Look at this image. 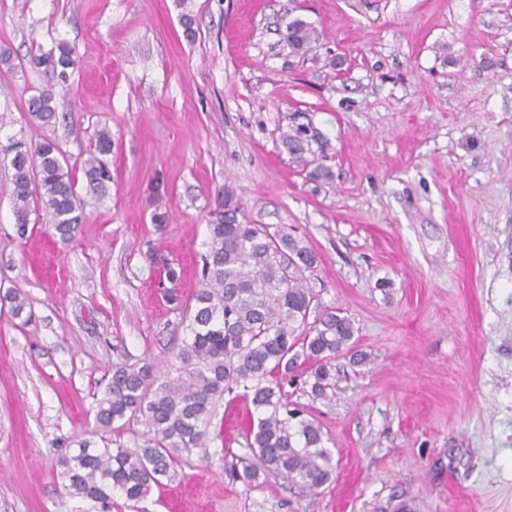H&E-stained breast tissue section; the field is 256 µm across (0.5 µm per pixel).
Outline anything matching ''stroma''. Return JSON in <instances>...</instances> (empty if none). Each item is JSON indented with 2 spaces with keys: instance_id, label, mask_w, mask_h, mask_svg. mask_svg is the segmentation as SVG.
Wrapping results in <instances>:
<instances>
[{
  "instance_id": "obj_1",
  "label": "stroma",
  "mask_w": 512,
  "mask_h": 512,
  "mask_svg": "<svg viewBox=\"0 0 512 512\" xmlns=\"http://www.w3.org/2000/svg\"><path fill=\"white\" fill-rule=\"evenodd\" d=\"M294 18L314 29L301 56L280 43ZM62 41L79 58L64 89L30 63ZM1 50L0 147L54 140L85 219L63 242L40 208L21 237L0 194V512H95L58 460L100 442L114 364L174 365L228 187L250 221L308 242L320 308L356 328L326 396L286 389L336 471L315 494L235 479L239 398L171 480L112 512H512V0H0ZM44 89L48 125L28 111ZM293 112L332 182L282 148ZM103 131L101 195L83 169ZM165 260L183 270L175 302Z\"/></svg>"
}]
</instances>
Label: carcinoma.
<instances>
[{"label": "carcinoma", "instance_id": "cac0c4a2", "mask_svg": "<svg viewBox=\"0 0 512 512\" xmlns=\"http://www.w3.org/2000/svg\"><path fill=\"white\" fill-rule=\"evenodd\" d=\"M314 30L295 18L281 43L291 55L311 43ZM31 64L66 83L75 68V51L65 43L31 58ZM54 94L42 91L29 100L32 117L48 124L56 118ZM291 114L282 144L313 182L328 183L332 170L316 163L312 145L323 148L321 134ZM13 169L7 192L14 204L18 233L29 224L30 203L51 213L55 232L70 239L84 221L83 203L58 145L46 139L32 144L14 139L5 149ZM112 138L102 132L90 145L84 175L96 193L112 183L106 157ZM207 249L201 255L200 288L193 301L189 340L176 354L175 375H155L151 365H115L97 400L95 421L105 433L124 419L144 427L142 443L128 448H78L59 461L68 494L91 501L99 512H112V493L128 502L146 498L170 475L182 451L204 445L207 428L224 396L250 400L254 412L244 428L250 454L238 459L234 475L250 485L260 476L281 477L317 492L336 469L320 425L288 401L284 383L296 380L299 360L313 362L312 391L326 395L334 378L332 361L349 349L356 329L339 311L318 314L306 272L314 251L288 233L251 223L232 189L210 213Z\"/></svg>", "mask_w": 512, "mask_h": 512}]
</instances>
